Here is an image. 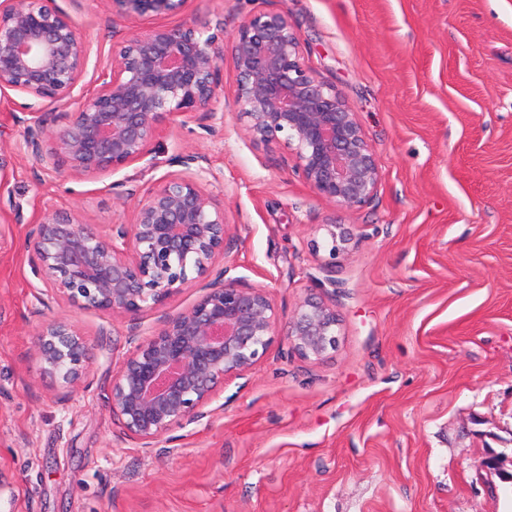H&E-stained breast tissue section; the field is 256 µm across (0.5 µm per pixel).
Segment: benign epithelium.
<instances>
[{
    "label": "benign epithelium",
    "instance_id": "1",
    "mask_svg": "<svg viewBox=\"0 0 512 512\" xmlns=\"http://www.w3.org/2000/svg\"><path fill=\"white\" fill-rule=\"evenodd\" d=\"M134 22L179 16L189 0H101ZM224 50L214 35L181 25L132 31L96 66V88L83 95L87 42L55 0H0V95L28 99L23 144L36 164L64 158L74 178L112 173L135 162L156 165L151 143L188 114L216 118L224 101ZM235 104L249 136L293 152L298 171L327 201L352 208L368 201L379 171L357 114L318 80L283 9L261 8L232 37ZM75 111H69L73 104ZM204 157L178 154L184 171L138 203L136 222L102 231L71 212L43 215L28 233L31 260L56 292L83 311L136 315L193 283L203 294L129 351L112 376L107 406L123 436L151 448L171 428L203 414L224 378L249 371L275 335L277 314L265 289L247 286L224 267L229 227L199 182ZM316 248L331 260L349 251L338 224H322ZM336 307L309 294L288 320L289 348L321 361L336 349ZM34 355L63 388L86 376V342L66 320L44 323Z\"/></svg>",
    "mask_w": 512,
    "mask_h": 512
}]
</instances>
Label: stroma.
<instances>
[{
    "instance_id": "obj_1",
    "label": "stroma",
    "mask_w": 512,
    "mask_h": 512,
    "mask_svg": "<svg viewBox=\"0 0 512 512\" xmlns=\"http://www.w3.org/2000/svg\"><path fill=\"white\" fill-rule=\"evenodd\" d=\"M107 56L119 22L101 0H56ZM282 8L313 74L353 108L380 179L353 208L322 199L276 143L251 140L224 58V119L200 115L153 141L143 163L73 179L26 153L16 106L0 102V512H512V0H268ZM257 0H189L178 23L229 43ZM205 156L203 192L231 238L216 267L265 288L279 334L224 381L202 417L154 447L122 438L109 383L139 341L190 309L173 292L135 316L58 297L26 247L54 211L131 224L140 200ZM130 189L118 200L110 183ZM349 231L348 254L315 250L320 225ZM335 305L328 359L282 334L301 299ZM72 321L89 348L84 382L42 375L35 333ZM497 455L500 472L481 467Z\"/></svg>"
}]
</instances>
